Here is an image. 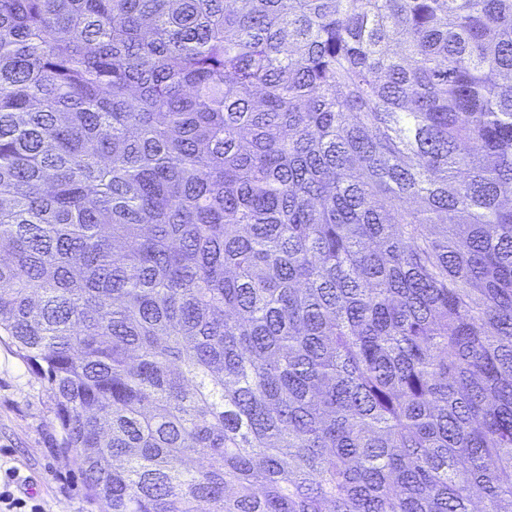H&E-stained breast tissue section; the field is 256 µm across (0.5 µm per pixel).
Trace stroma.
Wrapping results in <instances>:
<instances>
[{"mask_svg":"<svg viewBox=\"0 0 512 512\" xmlns=\"http://www.w3.org/2000/svg\"><path fill=\"white\" fill-rule=\"evenodd\" d=\"M57 437L44 379L0 343V479L44 512H104L86 493L80 459L61 452Z\"/></svg>","mask_w":512,"mask_h":512,"instance_id":"obj_1","label":"stroma"}]
</instances>
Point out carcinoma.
Returning a JSON list of instances; mask_svg holds the SVG:
<instances>
[{"instance_id": "obj_1", "label": "carcinoma", "mask_w": 512, "mask_h": 512, "mask_svg": "<svg viewBox=\"0 0 512 512\" xmlns=\"http://www.w3.org/2000/svg\"><path fill=\"white\" fill-rule=\"evenodd\" d=\"M512 0H0V341L106 512H512Z\"/></svg>"}]
</instances>
